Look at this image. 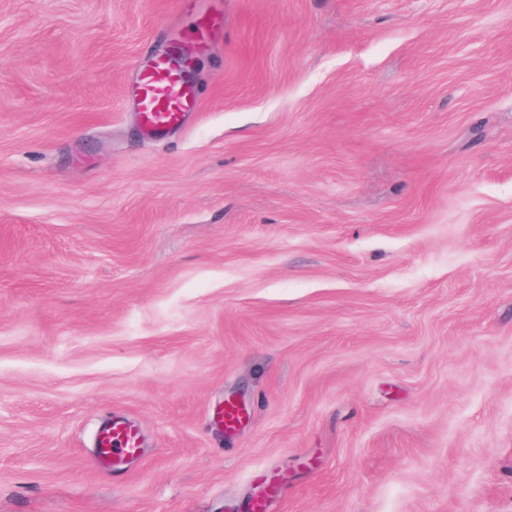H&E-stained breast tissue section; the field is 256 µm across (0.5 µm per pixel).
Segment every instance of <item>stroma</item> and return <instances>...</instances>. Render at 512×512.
Returning a JSON list of instances; mask_svg holds the SVG:
<instances>
[{
    "label": "stroma",
    "instance_id": "stroma-1",
    "mask_svg": "<svg viewBox=\"0 0 512 512\" xmlns=\"http://www.w3.org/2000/svg\"><path fill=\"white\" fill-rule=\"evenodd\" d=\"M223 2L0 0V512H512V0ZM139 104L145 125L161 133L181 123L196 107V98L183 70L161 56L141 74ZM140 445L139 430L129 422L112 419L102 423L98 429V456L116 469H120L123 462L135 458Z\"/></svg>",
    "mask_w": 512,
    "mask_h": 512
}]
</instances>
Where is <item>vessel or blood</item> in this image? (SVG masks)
<instances>
[{"instance_id": "obj_1", "label": "vessel or blood", "mask_w": 512, "mask_h": 512, "mask_svg": "<svg viewBox=\"0 0 512 512\" xmlns=\"http://www.w3.org/2000/svg\"><path fill=\"white\" fill-rule=\"evenodd\" d=\"M139 104L146 126L160 133L181 123L195 108L196 98L182 69L161 56L141 74ZM97 448L100 459L121 465L138 455L139 430L125 421H106L98 429Z\"/></svg>"}]
</instances>
